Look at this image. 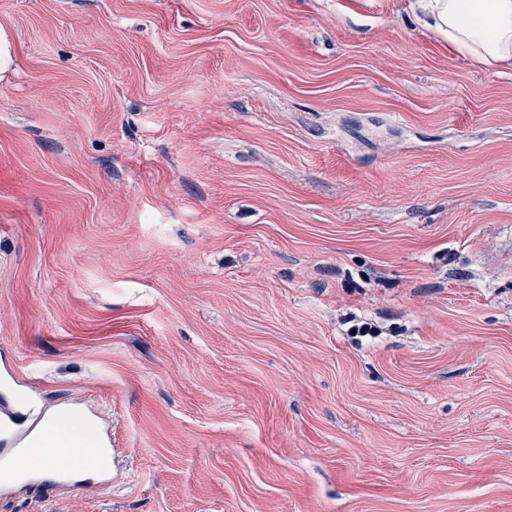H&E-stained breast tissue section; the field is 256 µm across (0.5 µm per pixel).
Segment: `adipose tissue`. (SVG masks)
Instances as JSON below:
<instances>
[{"label":"adipose tissue","mask_w":512,"mask_h":512,"mask_svg":"<svg viewBox=\"0 0 512 512\" xmlns=\"http://www.w3.org/2000/svg\"><path fill=\"white\" fill-rule=\"evenodd\" d=\"M408 8L470 64L512 70V0H409Z\"/></svg>","instance_id":"obj_1"}]
</instances>
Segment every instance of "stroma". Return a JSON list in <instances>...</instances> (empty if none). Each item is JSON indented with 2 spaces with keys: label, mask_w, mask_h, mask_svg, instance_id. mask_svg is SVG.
<instances>
[{
  "label": "stroma",
  "mask_w": 512,
  "mask_h": 512,
  "mask_svg": "<svg viewBox=\"0 0 512 512\" xmlns=\"http://www.w3.org/2000/svg\"><path fill=\"white\" fill-rule=\"evenodd\" d=\"M406 5L0 0V404L114 473L0 512H512V73Z\"/></svg>",
  "instance_id": "35a3bbf8"
}]
</instances>
